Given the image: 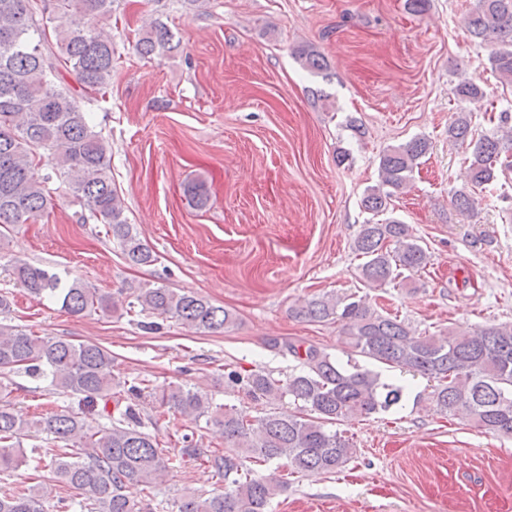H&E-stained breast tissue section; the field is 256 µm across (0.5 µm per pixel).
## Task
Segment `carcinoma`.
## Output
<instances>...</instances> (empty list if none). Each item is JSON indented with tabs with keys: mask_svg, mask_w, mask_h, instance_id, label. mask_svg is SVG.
I'll return each instance as SVG.
<instances>
[{
	"mask_svg": "<svg viewBox=\"0 0 512 512\" xmlns=\"http://www.w3.org/2000/svg\"><path fill=\"white\" fill-rule=\"evenodd\" d=\"M114 2L0 0V259L10 227L36 223L62 190L104 225L105 235L128 264L148 266L157 260L128 222L112 184L107 144L81 102L104 95L112 85L115 48L101 23L112 17ZM465 21L473 38L495 45L491 70L512 84V0H478ZM173 38L167 24L157 22L136 40L135 50L143 58L170 52ZM294 54L311 72L327 67L306 46L296 47ZM65 72L74 75L82 98L63 82ZM456 96L475 104L484 93L478 84L463 81ZM448 140L461 145L474 141L466 158L469 190L454 195V204L466 213L475 190L512 170L507 154L512 139L494 134L474 138L471 120L461 112L448 126ZM428 150V141L420 137L386 150L379 160L380 183L367 189L364 209L374 214L388 210L394 193L407 187ZM47 167L50 171L43 172ZM355 251L364 258L362 279L373 287L401 285L406 273L420 272L430 263L428 249L398 220L362 225ZM8 266L17 286L36 297L57 299L75 316L136 310L175 319L198 333H218L234 322L228 310L192 291L143 286L126 303L78 282L69 284L61 274L15 256ZM292 314L307 322H342L344 344L352 355L434 380L429 400L437 411L462 415L485 433L512 437V324L460 336H416L403 321L354 294L315 297ZM288 352L302 368L285 381L264 370L224 367L225 387L265 404L264 412L253 416L214 402L195 386L153 389L143 379H122L113 373L112 353L97 344L37 336L0 322V369L46 378L52 391L79 407L98 398L115 402L108 426L95 428L74 410L27 420L15 414L11 390L0 384V473L27 464L21 439L29 433L49 436L43 456L50 459L51 473L40 483L18 484L0 494V512H45V503L53 498L59 512H154L162 478L175 459L146 431L134 403L144 396L191 424L203 419L224 435L222 452L203 448L202 438L193 432L181 436L182 455L208 463L224 480V491L183 494L177 512H268L287 481L260 476L250 464L285 460L291 474H334L354 454L352 439L336 426L385 412L403 397V388L382 381L379 373L356 363L343 365L316 346L290 344ZM130 484L141 487L139 499L128 496ZM59 487L79 490L81 499L55 495Z\"/></svg>",
	"mask_w": 512,
	"mask_h": 512,
	"instance_id": "carcinoma-1",
	"label": "carcinoma"
}]
</instances>
